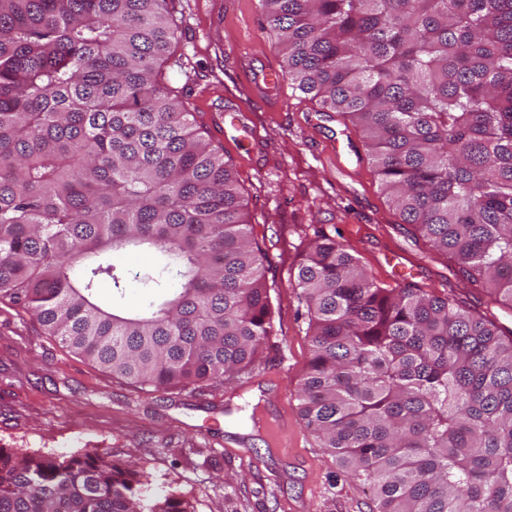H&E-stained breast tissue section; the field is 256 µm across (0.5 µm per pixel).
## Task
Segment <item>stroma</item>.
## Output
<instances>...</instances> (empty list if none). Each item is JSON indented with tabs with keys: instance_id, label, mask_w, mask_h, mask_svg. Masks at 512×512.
Listing matches in <instances>:
<instances>
[{
	"instance_id": "35a3bbf8",
	"label": "stroma",
	"mask_w": 512,
	"mask_h": 512,
	"mask_svg": "<svg viewBox=\"0 0 512 512\" xmlns=\"http://www.w3.org/2000/svg\"><path fill=\"white\" fill-rule=\"evenodd\" d=\"M182 66L169 68L190 111L222 147L261 250L273 334L255 365L219 386L142 390L63 348L22 309L0 300V447L46 455L90 453L150 476L147 496L175 492L195 512H372L357 480L305 428L297 382L310 358L308 317L291 281L308 245L326 235L353 249L376 282H410L449 296L512 337V307L460 276L446 254L404 223L380 189L361 130L284 88L267 107L244 73L257 53L281 67L259 0H175ZM247 103L258 138L238 149L218 130L226 100ZM398 257L400 267L390 264ZM124 302L157 293L127 256Z\"/></svg>"
}]
</instances>
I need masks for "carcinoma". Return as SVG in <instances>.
Instances as JSON below:
<instances>
[{"mask_svg": "<svg viewBox=\"0 0 512 512\" xmlns=\"http://www.w3.org/2000/svg\"><path fill=\"white\" fill-rule=\"evenodd\" d=\"M172 2L0 0V298L156 390L224 385L273 328L233 171L164 83ZM260 2L289 86L360 125L403 221L512 305V0ZM133 252L178 283L137 310ZM293 286L312 329L302 419L376 512H512V339L446 295L379 286L325 235ZM147 482L0 448V512H193L145 502Z\"/></svg>", "mask_w": 512, "mask_h": 512, "instance_id": "carcinoma-1", "label": "carcinoma"}]
</instances>
